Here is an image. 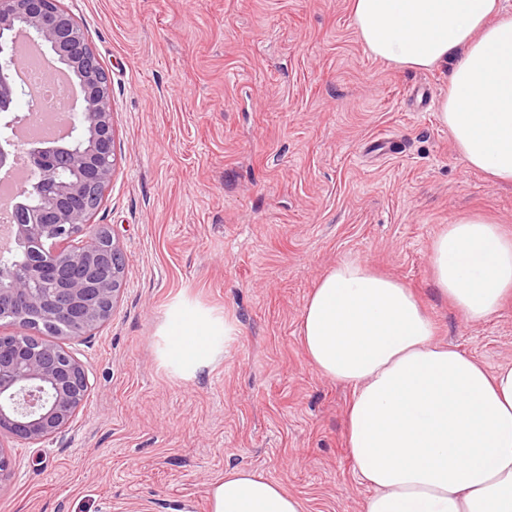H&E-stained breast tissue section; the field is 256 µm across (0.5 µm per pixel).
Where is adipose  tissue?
Listing matches in <instances>:
<instances>
[{
	"instance_id": "1",
	"label": "adipose tissue",
	"mask_w": 512,
	"mask_h": 512,
	"mask_svg": "<svg viewBox=\"0 0 512 512\" xmlns=\"http://www.w3.org/2000/svg\"><path fill=\"white\" fill-rule=\"evenodd\" d=\"M351 20L373 58L408 70L451 63L437 118L468 167L512 184V13L501 0H352ZM439 292L470 321L512 297V234L476 215L432 241ZM235 330L201 308L172 306L161 360L192 379L224 355ZM412 291L366 263L325 272L301 315L311 365L352 389L345 435L362 512H512V364L488 373L436 343ZM210 512H304L302 501L253 470L231 467L209 490Z\"/></svg>"
}]
</instances>
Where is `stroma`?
I'll return each instance as SVG.
<instances>
[{"label":"stroma","mask_w":512,"mask_h":512,"mask_svg":"<svg viewBox=\"0 0 512 512\" xmlns=\"http://www.w3.org/2000/svg\"><path fill=\"white\" fill-rule=\"evenodd\" d=\"M350 0H61L112 84L117 165L91 218L124 254L110 318L68 347L88 397L72 426L22 443L0 512H209L230 467L307 512H361L368 488L344 422L348 386L299 336L318 278L342 259L411 288L436 341L487 372L512 364V298L470 322L437 290L432 239L456 216L512 232V186L470 169L434 110L448 70L369 56ZM228 321L234 341L184 380L159 355L170 307Z\"/></svg>","instance_id":"1"}]
</instances>
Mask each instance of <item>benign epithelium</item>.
Here are the masks:
<instances>
[{
	"label": "benign epithelium",
	"mask_w": 512,
	"mask_h": 512,
	"mask_svg": "<svg viewBox=\"0 0 512 512\" xmlns=\"http://www.w3.org/2000/svg\"><path fill=\"white\" fill-rule=\"evenodd\" d=\"M49 49L63 70L77 76L79 110L67 138L46 146L20 147L8 136L18 116L10 102L23 95L15 86L17 33ZM31 163L29 200L17 204L15 248L0 260V322L18 332L0 336V432L27 443L69 428L89 388L83 363L59 343L32 346L34 326L70 325L85 335L107 320L122 280L103 261L120 250L112 234L91 227V200H102L115 162L112 89L107 74L60 0H0V168L18 153ZM42 279L43 288L29 287Z\"/></svg>",
	"instance_id": "benign-epithelium-1"
}]
</instances>
